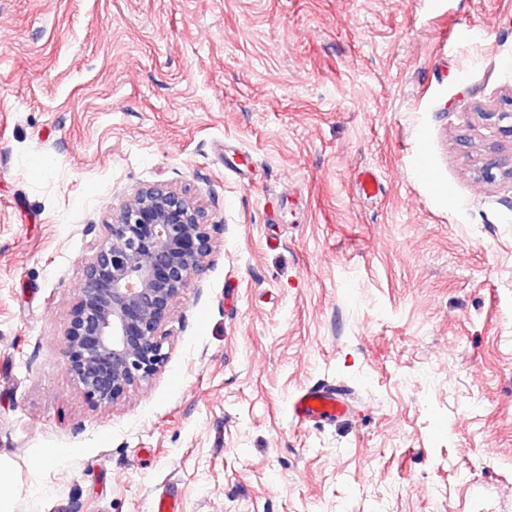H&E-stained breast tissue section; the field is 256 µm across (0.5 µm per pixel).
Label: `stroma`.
Listing matches in <instances>:
<instances>
[{"label": "stroma", "mask_w": 512, "mask_h": 512, "mask_svg": "<svg viewBox=\"0 0 512 512\" xmlns=\"http://www.w3.org/2000/svg\"><path fill=\"white\" fill-rule=\"evenodd\" d=\"M509 97L512 0H0L15 512H153L166 491L180 512H512V179L476 174L512 166L477 116ZM154 184L206 208L212 251L162 368L96 407L69 314ZM314 384L359 415L295 422Z\"/></svg>", "instance_id": "stroma-1"}]
</instances>
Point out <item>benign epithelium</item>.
<instances>
[{
    "label": "benign epithelium",
    "mask_w": 512,
    "mask_h": 512,
    "mask_svg": "<svg viewBox=\"0 0 512 512\" xmlns=\"http://www.w3.org/2000/svg\"><path fill=\"white\" fill-rule=\"evenodd\" d=\"M485 120L512 137V99ZM493 183L512 177L495 158L479 170ZM104 241L84 269L69 318L65 360L85 397L107 405L154 376L166 354L158 339L186 281L203 272L212 249L205 211L162 185L138 189L105 225Z\"/></svg>",
    "instance_id": "7a95c632"
}]
</instances>
